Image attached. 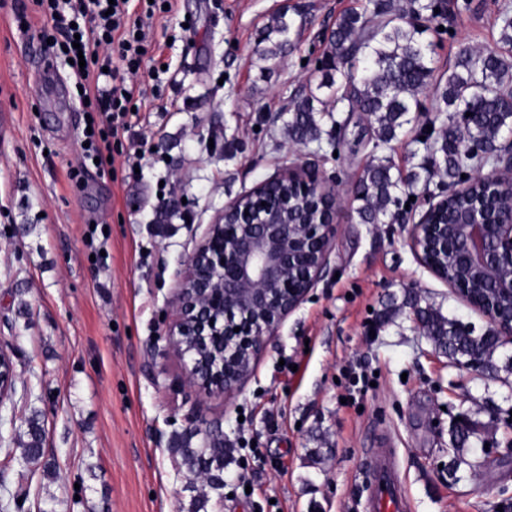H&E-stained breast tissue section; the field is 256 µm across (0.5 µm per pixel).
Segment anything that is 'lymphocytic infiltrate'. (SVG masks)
<instances>
[{"instance_id":"obj_1","label":"lymphocytic infiltrate","mask_w":512,"mask_h":512,"mask_svg":"<svg viewBox=\"0 0 512 512\" xmlns=\"http://www.w3.org/2000/svg\"><path fill=\"white\" fill-rule=\"evenodd\" d=\"M51 27L62 36L69 59L84 58L78 72L86 87V111L101 116L104 126L84 134L83 148L75 166L83 171L93 161L107 162L112 141L119 136L117 120L126 116L141 91L136 77L144 62V22L152 8L131 15L130 0H37Z\"/></svg>"}]
</instances>
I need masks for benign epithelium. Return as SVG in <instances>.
Listing matches in <instances>:
<instances>
[{"mask_svg":"<svg viewBox=\"0 0 512 512\" xmlns=\"http://www.w3.org/2000/svg\"><path fill=\"white\" fill-rule=\"evenodd\" d=\"M474 177L512 186V137L493 170ZM280 185L279 209L262 206ZM464 188L428 198L419 220L405 224L408 242L420 264L483 317L486 330L511 343L512 195H501L494 223L477 208L453 224L431 219ZM336 211L335 194L304 164L281 170L224 206L178 275L167 341L185 380L208 394L232 397L242 390L266 338L329 272ZM14 356V347L0 345V404L14 393Z\"/></svg>","mask_w":512,"mask_h":512,"instance_id":"1","label":"benign epithelium"}]
</instances>
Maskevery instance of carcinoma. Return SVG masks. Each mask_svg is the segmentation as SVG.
<instances>
[{"label":"carcinoma","instance_id":"cac0c4a2","mask_svg":"<svg viewBox=\"0 0 512 512\" xmlns=\"http://www.w3.org/2000/svg\"><path fill=\"white\" fill-rule=\"evenodd\" d=\"M440 12H434V9ZM445 14L444 0H411L405 8L394 0H367L363 9L342 15L330 32L324 61L318 69L315 89L294 95L288 103V138L299 145H328L342 151L341 131L348 119L340 113H359L368 123L372 154L354 186L357 213L364 224H396L408 215L405 205L418 188L428 190L435 177L448 178V186L464 182L475 168L486 166L500 150L501 140L512 135V55L503 51H478L467 43L458 45L448 76L436 85L437 107L432 117L421 118V96L431 85L433 48L424 34L428 24ZM294 19L284 12L269 16L264 28L266 46L258 51L263 61L281 59L294 48L290 32ZM444 124L440 133L428 131ZM420 125L417 140L425 150L420 171L409 177L394 172L386 148L406 125ZM404 304L417 315L423 330L436 347L459 360L472 361L496 373L502 343L494 334H473L460 320L449 318L409 290ZM24 464L44 456L43 428L39 414L26 421ZM192 436L181 441L183 466L202 480L205 490L192 507L203 506L209 493L224 488L218 473L224 462V437L200 440L190 447Z\"/></svg>","mask_w":512,"mask_h":512}]
</instances>
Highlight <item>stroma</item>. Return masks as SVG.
<instances>
[{"label": "stroma", "mask_w": 512, "mask_h": 512, "mask_svg": "<svg viewBox=\"0 0 512 512\" xmlns=\"http://www.w3.org/2000/svg\"><path fill=\"white\" fill-rule=\"evenodd\" d=\"M366 0H172L145 23L138 81L150 110L121 141L139 166L71 169L87 122L48 21L33 0H0V343L17 350L0 407V512H188L174 434L223 430L224 478L250 493L206 512H366L372 449H391L407 512L512 505V374L451 366L416 327L405 290L483 332L482 317L419 264L398 224L361 223L353 184L368 149L289 141L279 116L321 62L337 18ZM293 15L291 53L260 70L269 14ZM512 0L448 5L429 31L435 77L459 42L499 48ZM292 163L336 193L331 274L270 336L232 399L183 378L165 340L177 274L225 204ZM39 414L45 456L19 461L12 427ZM474 430L450 471V430ZM260 454L239 470L240 450Z\"/></svg>", "instance_id": "35a3bbf8"}]
</instances>
